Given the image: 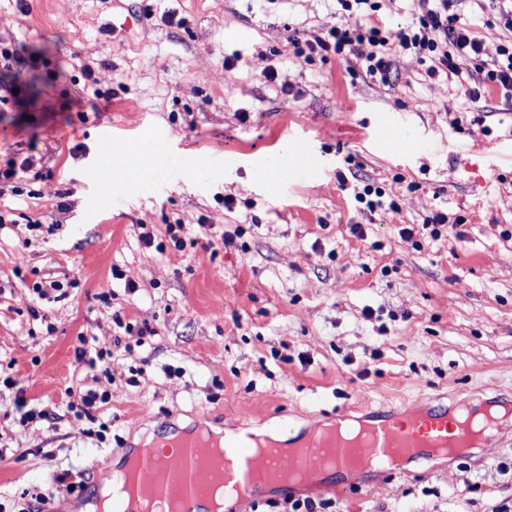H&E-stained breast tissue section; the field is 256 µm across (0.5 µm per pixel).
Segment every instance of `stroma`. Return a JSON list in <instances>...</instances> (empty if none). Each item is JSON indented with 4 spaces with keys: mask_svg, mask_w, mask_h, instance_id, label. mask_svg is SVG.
I'll return each mask as SVG.
<instances>
[{
    "mask_svg": "<svg viewBox=\"0 0 512 512\" xmlns=\"http://www.w3.org/2000/svg\"><path fill=\"white\" fill-rule=\"evenodd\" d=\"M338 8L0 0V44L29 58L24 93L0 104V171L30 166L0 183L16 206L0 227V512H68L57 476L92 492L100 453L203 411L220 428L286 414L296 433L364 399L512 397V101L469 98L410 53L384 82L352 52L298 58L290 37L321 34ZM389 124L412 149L379 147ZM108 140L165 162L121 175L99 207ZM368 184L400 212L364 210ZM438 213L434 239L422 225ZM40 281L65 296L38 299ZM122 322L156 334L136 344ZM28 407L44 416L24 427ZM295 496L328 512H498L512 423L469 457Z\"/></svg>",
    "mask_w": 512,
    "mask_h": 512,
    "instance_id": "stroma-1",
    "label": "stroma"
}]
</instances>
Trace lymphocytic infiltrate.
I'll list each match as a JSON object with an SVG mask.
<instances>
[{
	"mask_svg": "<svg viewBox=\"0 0 512 512\" xmlns=\"http://www.w3.org/2000/svg\"><path fill=\"white\" fill-rule=\"evenodd\" d=\"M342 12L324 34L306 40L298 56L336 54L346 56L354 46H368L361 66L372 77L387 76L394 55L414 52L430 59L429 77H455L457 62L474 61L480 75L479 87L464 86L463 92L477 97L480 86H496L512 98V42L501 45L496 57L485 58L484 41L477 20L454 11L453 0H416L410 21L394 26L382 15L380 0H338Z\"/></svg>",
	"mask_w": 512,
	"mask_h": 512,
	"instance_id": "1",
	"label": "lymphocytic infiltrate"
}]
</instances>
